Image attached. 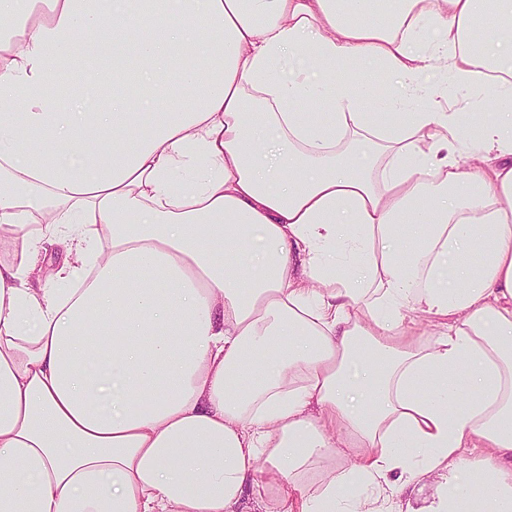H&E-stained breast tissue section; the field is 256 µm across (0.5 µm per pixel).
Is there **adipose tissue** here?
<instances>
[{
    "label": "adipose tissue",
    "mask_w": 512,
    "mask_h": 512,
    "mask_svg": "<svg viewBox=\"0 0 512 512\" xmlns=\"http://www.w3.org/2000/svg\"><path fill=\"white\" fill-rule=\"evenodd\" d=\"M5 22L0 512H389L386 487L468 469L489 490L428 512H512V0H0ZM71 67L107 105L54 95ZM430 73L495 111L469 130ZM61 243L76 264L45 271Z\"/></svg>",
    "instance_id": "obj_1"
}]
</instances>
